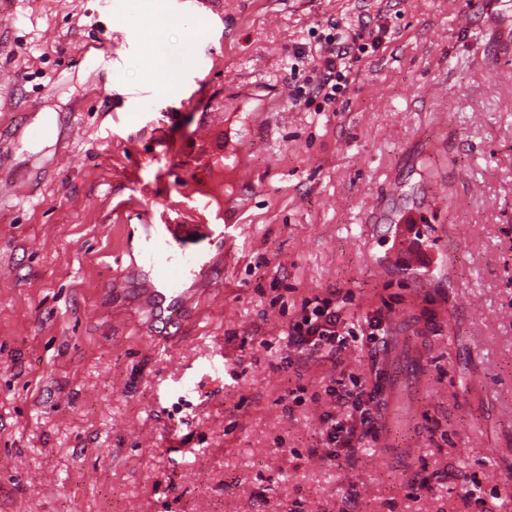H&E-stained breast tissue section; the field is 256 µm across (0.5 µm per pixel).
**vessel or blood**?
<instances>
[{"instance_id": "vessel-or-blood-1", "label": "vessel or blood", "mask_w": 512, "mask_h": 512, "mask_svg": "<svg viewBox=\"0 0 512 512\" xmlns=\"http://www.w3.org/2000/svg\"><path fill=\"white\" fill-rule=\"evenodd\" d=\"M181 182L175 195L146 209L137 229L139 251L129 272L142 275L146 287L143 314L136 320L140 336L154 345L166 343L163 329L185 326L193 319L200 297L194 288L204 270L222 263L225 253L244 230L231 215L235 187L250 183L241 142L224 137L221 121L210 119L202 133L178 147ZM417 217L404 221L394 252L397 268L429 269L432 257L414 246L419 237Z\"/></svg>"}]
</instances>
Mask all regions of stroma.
Wrapping results in <instances>:
<instances>
[{"label":"stroma","mask_w":512,"mask_h":512,"mask_svg":"<svg viewBox=\"0 0 512 512\" xmlns=\"http://www.w3.org/2000/svg\"><path fill=\"white\" fill-rule=\"evenodd\" d=\"M220 2L173 0L185 20L158 37L129 24L147 0H0V94L81 127L0 137L18 182L0 199V512H512V0ZM380 18L389 41L334 110L295 103L294 46ZM95 43L105 84L79 59ZM204 112L248 137L251 220L197 322L157 349L137 290L108 285ZM409 213L445 226L451 269L386 270ZM328 288L361 319L409 312L391 359L359 346L277 368L266 343ZM385 372L391 445L325 459L323 406L291 390ZM475 481L485 505L463 497Z\"/></svg>","instance_id":"stroma-1"}]
</instances>
